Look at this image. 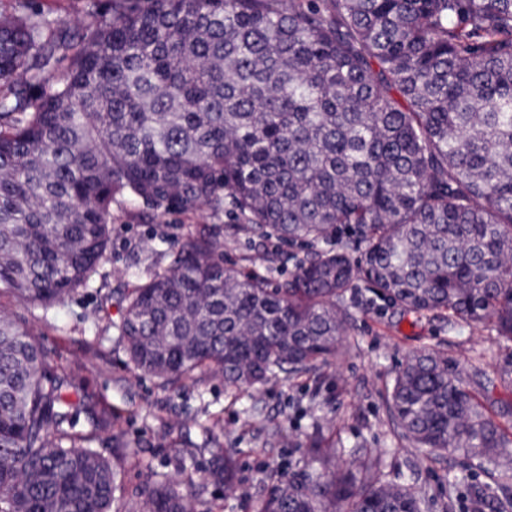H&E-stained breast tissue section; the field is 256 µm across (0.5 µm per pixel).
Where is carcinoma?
Segmentation results:
<instances>
[{"label":"carcinoma","mask_w":512,"mask_h":512,"mask_svg":"<svg viewBox=\"0 0 512 512\" xmlns=\"http://www.w3.org/2000/svg\"><path fill=\"white\" fill-rule=\"evenodd\" d=\"M0 9V285L61 302L95 272L112 203L196 212L231 199L259 236L348 242L272 284L185 237L121 300L134 370L202 369L229 386L343 353L356 281L393 305L491 324L512 343V0H110L70 31L38 0ZM487 375L440 352L401 364L388 397L416 448L493 464ZM75 402L34 333L0 314V512H113L117 472L65 429ZM313 448L256 512H422L379 460ZM145 512H194L182 483Z\"/></svg>","instance_id":"obj_1"}]
</instances>
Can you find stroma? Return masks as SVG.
<instances>
[{"mask_svg":"<svg viewBox=\"0 0 512 512\" xmlns=\"http://www.w3.org/2000/svg\"><path fill=\"white\" fill-rule=\"evenodd\" d=\"M231 205L193 213L154 212L132 196L112 205L109 247L86 286L51 306L19 301L0 287V308L31 329L46 352L50 377L61 380L79 406L75 433L94 432L104 456L120 453L116 506L132 512L143 489L163 478H193L197 512H253L269 478L288 476L313 443L345 448L349 468L366 448L379 455L382 479L425 498L423 512H477L476 499L500 495L498 474L477 460L412 447L394 428L386 401L405 357L442 351L491 384L477 389L502 431L512 437V366L491 326L452 323L447 313H413L388 305L355 282L341 307L349 315L346 354L312 372L282 374L255 388L225 386L202 370L167 384L131 370L125 344L112 328L124 289L166 266L184 237L211 225L229 226ZM305 247L239 233L224 238V255L254 274L284 280ZM229 450L231 486L207 479L215 456Z\"/></svg>","mask_w":512,"mask_h":512,"instance_id":"obj_1","label":"stroma"}]
</instances>
